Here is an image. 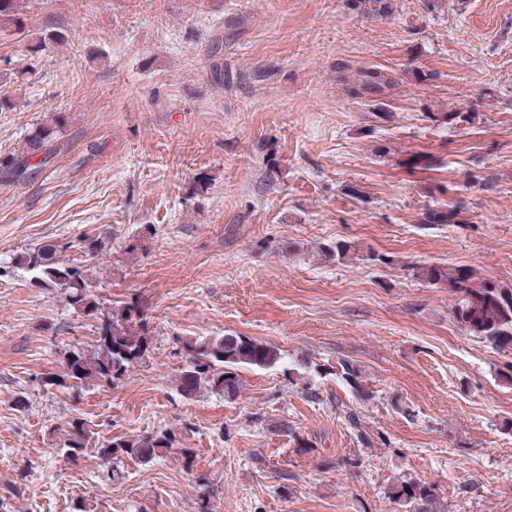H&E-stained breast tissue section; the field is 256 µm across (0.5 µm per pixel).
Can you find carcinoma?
Returning a JSON list of instances; mask_svg holds the SVG:
<instances>
[{
	"mask_svg": "<svg viewBox=\"0 0 512 512\" xmlns=\"http://www.w3.org/2000/svg\"><path fill=\"white\" fill-rule=\"evenodd\" d=\"M392 86V81L379 71L364 73L360 87L349 89L361 97L366 93H380ZM56 129L42 126L33 131L28 147L22 153L0 158V180L19 182L51 161V152L43 151V144L52 140ZM38 161H33L37 155ZM466 212L458 206L430 208L422 217L423 224H465ZM60 248L47 243L16 257L15 268L22 269L36 285L61 291L66 304L98 320V335L90 349L68 351L61 361L60 371L43 380L45 386H58L80 394L91 387H105L126 376L131 368L146 356L151 337L148 322L141 306L133 301L102 311L91 290L83 266L60 263ZM414 276L431 285L443 284L453 295L452 317L467 335L477 338L498 350L512 349V286L486 279L468 266L419 267ZM188 366L176 380L180 395L191 397L201 390L219 396H234L239 390L235 369L245 366L270 369L282 363L281 350L265 341L227 333L188 343ZM342 381L351 391L366 398L361 369L347 361L341 362ZM62 447L64 455L75 458L93 445L102 464L116 470L114 464L128 458L148 464L161 452L175 450L182 458H189L191 450L177 446L176 436L166 430L133 438L116 437L99 444L94 433L80 418L68 422ZM396 498L415 506V512H436L438 494L435 487L422 481L404 480L393 490Z\"/></svg>",
	"mask_w": 512,
	"mask_h": 512,
	"instance_id": "obj_1",
	"label": "carcinoma"
}]
</instances>
